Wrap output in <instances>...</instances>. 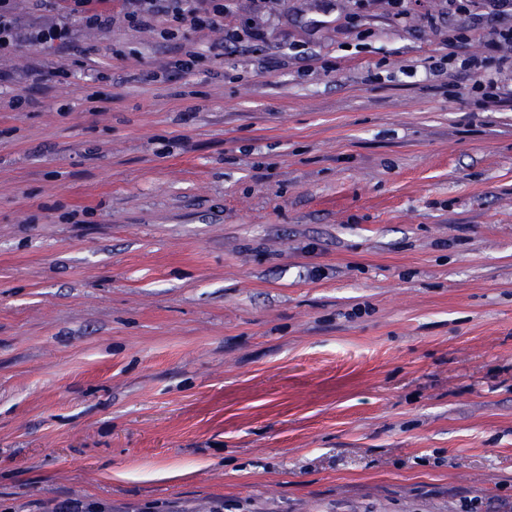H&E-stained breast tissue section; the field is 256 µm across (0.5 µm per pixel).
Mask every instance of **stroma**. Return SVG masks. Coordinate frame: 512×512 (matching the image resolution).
I'll list each match as a JSON object with an SVG mask.
<instances>
[{
    "label": "stroma",
    "instance_id": "stroma-1",
    "mask_svg": "<svg viewBox=\"0 0 512 512\" xmlns=\"http://www.w3.org/2000/svg\"><path fill=\"white\" fill-rule=\"evenodd\" d=\"M110 6L0 57V512H512V110L420 67L487 24ZM124 18L134 28H151L160 17L172 26L199 25L224 28V13L229 4L221 0H122ZM188 5V7H183Z\"/></svg>",
    "mask_w": 512,
    "mask_h": 512
}]
</instances>
